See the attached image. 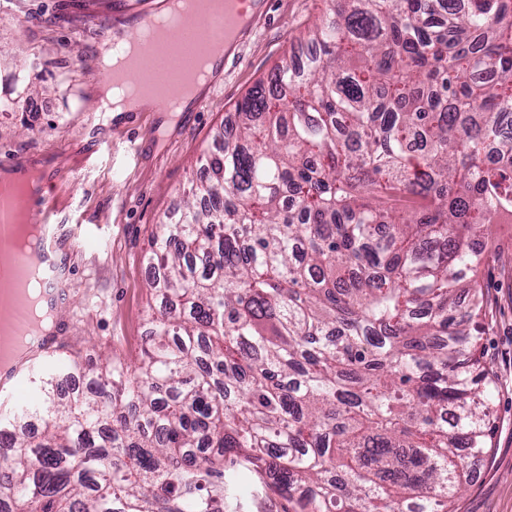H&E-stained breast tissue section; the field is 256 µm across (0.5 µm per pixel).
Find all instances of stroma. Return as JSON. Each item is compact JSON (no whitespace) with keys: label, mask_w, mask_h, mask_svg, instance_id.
<instances>
[{"label":"stroma","mask_w":512,"mask_h":512,"mask_svg":"<svg viewBox=\"0 0 512 512\" xmlns=\"http://www.w3.org/2000/svg\"><path fill=\"white\" fill-rule=\"evenodd\" d=\"M124 0H0V154L46 172L56 202L64 296L74 323L65 358H136L147 326L149 270L143 262L157 224L168 221L203 153L234 115V105L280 58L305 47L327 0H264L258 22L205 92L203 111L177 120L132 112L120 122L102 111L95 85L101 31L132 20ZM496 259L481 268L486 303L480 347L495 375L492 452L470 461L471 482L454 512H512V218L490 225Z\"/></svg>","instance_id":"1"}]
</instances>
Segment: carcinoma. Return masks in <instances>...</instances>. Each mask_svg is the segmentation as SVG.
I'll return each instance as SVG.
<instances>
[{"mask_svg":"<svg viewBox=\"0 0 512 512\" xmlns=\"http://www.w3.org/2000/svg\"><path fill=\"white\" fill-rule=\"evenodd\" d=\"M310 42L153 233L138 358L73 359L0 422V512H451L489 455L512 0H336ZM282 503L275 496L245 497L241 500L237 511L226 512H282Z\"/></svg>","mask_w":512,"mask_h":512,"instance_id":"obj_1","label":"carcinoma"}]
</instances>
